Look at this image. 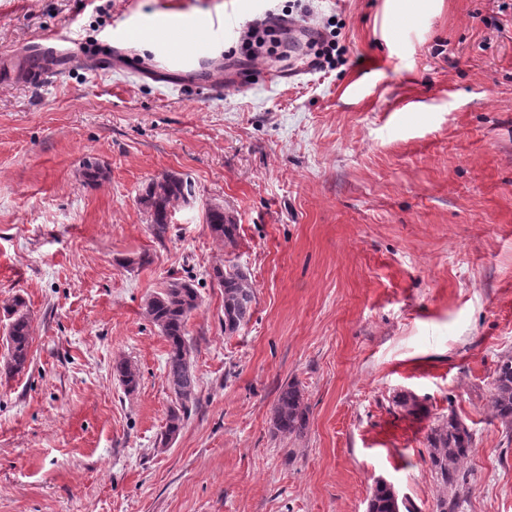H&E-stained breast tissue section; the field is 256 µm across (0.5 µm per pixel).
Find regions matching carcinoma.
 I'll return each instance as SVG.
<instances>
[{
	"mask_svg": "<svg viewBox=\"0 0 512 512\" xmlns=\"http://www.w3.org/2000/svg\"><path fill=\"white\" fill-rule=\"evenodd\" d=\"M193 197L191 181L176 175H164L152 180L140 197L149 217L154 235L164 237L168 230L170 208L176 203ZM207 223L212 234L224 245L236 244L238 225L221 205L208 207ZM213 278L224 288V333L231 335L252 316L255 291L246 273L235 266L213 268ZM201 300L194 284L176 279L146 302V315L159 329L168 343L165 364V381L175 396L170 408L161 443L166 445L176 438L198 402L197 375L191 361L192 345L187 324L192 314L200 308ZM4 313L9 317L6 336L8 358L4 370L18 374L25 370L30 360L32 319L26 302L16 297ZM121 383L129 391L138 386L136 369L121 360L115 366ZM493 418L512 437V356L501 359L491 381ZM308 406L300 388L290 384L282 389L273 408V428L281 433L299 435L307 427ZM430 472L440 491L436 512H462L464 491L472 473L462 468L474 448V434L467 424L450 409L430 428L427 435ZM369 512H400V504L393 488L386 482L375 483L368 502Z\"/></svg>",
	"mask_w": 512,
	"mask_h": 512,
	"instance_id": "obj_1",
	"label": "carcinoma"
}]
</instances>
